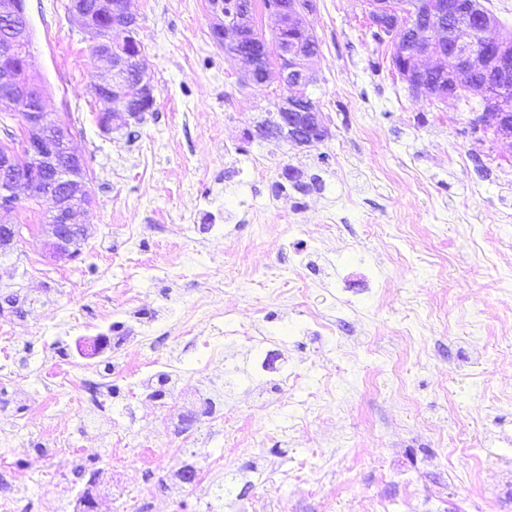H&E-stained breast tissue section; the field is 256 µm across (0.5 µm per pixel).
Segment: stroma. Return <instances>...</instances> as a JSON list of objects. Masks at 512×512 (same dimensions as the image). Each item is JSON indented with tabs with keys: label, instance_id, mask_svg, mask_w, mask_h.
Masks as SVG:
<instances>
[{
	"label": "stroma",
	"instance_id": "obj_1",
	"mask_svg": "<svg viewBox=\"0 0 512 512\" xmlns=\"http://www.w3.org/2000/svg\"><path fill=\"white\" fill-rule=\"evenodd\" d=\"M66 2L26 8L47 109L92 181L90 231L76 257L53 261L37 235L52 202L33 200L0 258V295L25 299L0 310L13 342L0 459L23 470L0 472V489L22 512H72L91 480L133 503L158 485L152 459L200 472L160 512H512V142L474 129L464 101L414 93L391 38L373 40L366 0H315L307 17L320 44L308 93L329 130L309 146L255 138L291 90L245 81L211 38L207 0H128L155 102L108 135L92 92L105 67ZM288 165L302 189L277 190ZM292 237L310 249L299 269L281 255ZM371 271L382 293L342 311ZM201 305L278 338L266 376L249 373L250 342L228 337L223 357L189 359L162 385L163 405L128 397L144 356L181 357L175 328ZM311 308L344 315L335 339L288 334ZM113 313L133 332L141 316L172 330L101 360L106 412H87L81 391H45L40 370L93 340L68 341L70 327ZM296 364L302 379H285ZM230 372L203 416L205 387Z\"/></svg>",
	"mask_w": 512,
	"mask_h": 512
}]
</instances>
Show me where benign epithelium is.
Listing matches in <instances>:
<instances>
[{
    "label": "benign epithelium",
    "mask_w": 512,
    "mask_h": 512,
    "mask_svg": "<svg viewBox=\"0 0 512 512\" xmlns=\"http://www.w3.org/2000/svg\"><path fill=\"white\" fill-rule=\"evenodd\" d=\"M26 0H0V59L8 61L21 57L31 66V53L24 51L30 39V24L26 14ZM224 0H209V12L220 23L213 29L214 41L225 46L228 53L249 61L247 75L256 82L260 75L261 57L247 53V42L252 38L247 28L246 10H235V17L224 20ZM370 18L378 31L390 34L402 32L401 42L394 50L393 59L401 77L416 92L438 100H455L457 91L451 88L428 86L422 76L431 72L452 70L466 77L483 78L487 100L485 106L494 112L496 136L512 140V111L502 108V102L512 96V35L498 31L495 19L483 9L479 0H427L422 15L399 12L394 0H370ZM314 9V0H278L273 10L277 25L276 47L287 67L281 80L292 89H299L306 78V70L299 64L297 49L306 28V15ZM125 23L122 36L131 37L128 55L137 61L142 56L136 38V18L121 5ZM72 19L92 34L93 55L107 63V75L95 83L93 93L101 99L103 108L98 115L100 128L109 133L141 122L143 112H112V101L128 97L125 81V60L112 53V38L92 25L91 15L72 9ZM497 32L495 41L484 46L478 38L485 32ZM426 40L427 50L417 45ZM32 101L42 103L41 89L32 84L22 85L10 74H0V109L18 115L23 139L20 149L0 148V253L17 244L19 227L14 217L25 202L36 193V186L46 183V191L54 210L46 223L40 225L43 245L56 259H71V247L87 238L89 225L82 221L92 198L85 161L70 145L69 124L55 112L28 110ZM295 97L288 98V109L275 112L256 126V135L262 140L288 141L308 146L323 141L328 130L319 112L295 111Z\"/></svg>",
    "instance_id": "1"
}]
</instances>
